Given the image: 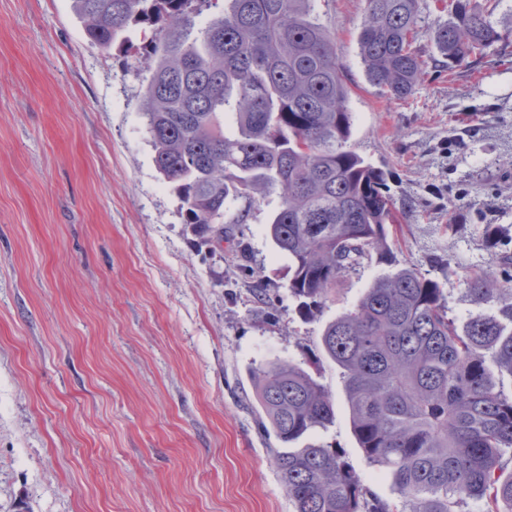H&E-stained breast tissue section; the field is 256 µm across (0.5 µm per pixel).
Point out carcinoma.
Returning a JSON list of instances; mask_svg holds the SVG:
<instances>
[{"label": "carcinoma", "mask_w": 512, "mask_h": 512, "mask_svg": "<svg viewBox=\"0 0 512 512\" xmlns=\"http://www.w3.org/2000/svg\"><path fill=\"white\" fill-rule=\"evenodd\" d=\"M87 39L109 48L129 27L149 73L143 115L154 164L195 235L219 240L269 196L266 236L288 258L299 314H319L361 263L393 259L395 204L385 173L350 148L352 112L335 38L314 20L318 0H72ZM478 8L449 0L452 20L431 34L438 65L454 73L504 40ZM208 14L204 26L196 19ZM420 0H366L358 39L369 82L406 98L424 71L415 43ZM477 304L499 314L449 315L439 284L412 267L374 280L326 322L321 347L342 369L350 423L366 458L398 499L371 491L342 451L305 442L335 419L328 388L303 367L252 373L261 423L290 512H512V279L466 278Z\"/></svg>", "instance_id": "obj_1"}]
</instances>
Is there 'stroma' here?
<instances>
[{
  "label": "stroma",
  "mask_w": 512,
  "mask_h": 512,
  "mask_svg": "<svg viewBox=\"0 0 512 512\" xmlns=\"http://www.w3.org/2000/svg\"><path fill=\"white\" fill-rule=\"evenodd\" d=\"M71 4L0 0V512H289L250 380L276 361L334 398L312 441L394 499L357 445L321 332L402 265L436 280L458 319L495 311L465 278L512 276V45L452 76L429 63L396 99L358 56L365 0H320L349 145L386 173L398 222L392 263H363L305 319L264 233L275 197L232 241L195 236L153 163L145 72L122 43L91 44ZM236 242L241 270L226 261Z\"/></svg>",
  "instance_id": "1"
}]
</instances>
